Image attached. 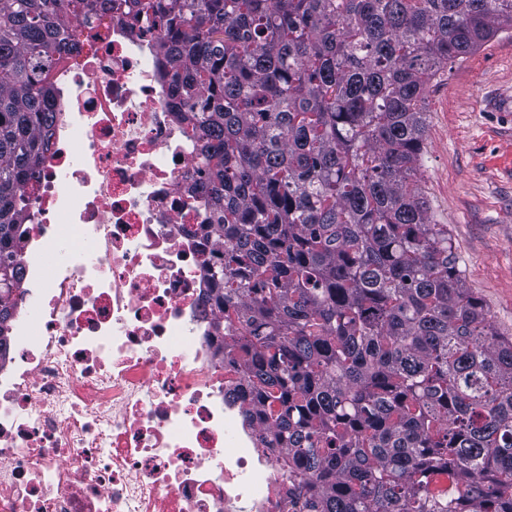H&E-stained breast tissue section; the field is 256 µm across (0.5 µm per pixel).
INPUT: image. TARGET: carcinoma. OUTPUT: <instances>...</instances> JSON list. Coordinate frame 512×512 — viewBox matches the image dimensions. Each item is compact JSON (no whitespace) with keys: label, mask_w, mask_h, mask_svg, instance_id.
Listing matches in <instances>:
<instances>
[{"label":"carcinoma","mask_w":512,"mask_h":512,"mask_svg":"<svg viewBox=\"0 0 512 512\" xmlns=\"http://www.w3.org/2000/svg\"><path fill=\"white\" fill-rule=\"evenodd\" d=\"M163 31L224 244L213 327L314 512H512V336L419 184L425 91L512 0H0V347L81 16Z\"/></svg>","instance_id":"obj_1"}]
</instances>
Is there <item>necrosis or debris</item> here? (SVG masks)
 <instances>
[{"label": "necrosis or debris", "mask_w": 512, "mask_h": 512, "mask_svg": "<svg viewBox=\"0 0 512 512\" xmlns=\"http://www.w3.org/2000/svg\"><path fill=\"white\" fill-rule=\"evenodd\" d=\"M71 42L24 200L0 512H288V451L247 420L243 367L204 303L224 249L197 231L210 217L160 34L115 12Z\"/></svg>", "instance_id": "4bbe7bcc"}]
</instances>
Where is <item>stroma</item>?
Wrapping results in <instances>:
<instances>
[{"instance_id": "35a3bbf8", "label": "stroma", "mask_w": 512, "mask_h": 512, "mask_svg": "<svg viewBox=\"0 0 512 512\" xmlns=\"http://www.w3.org/2000/svg\"><path fill=\"white\" fill-rule=\"evenodd\" d=\"M512 30L449 63L426 90L420 185L467 288L512 336Z\"/></svg>"}]
</instances>
